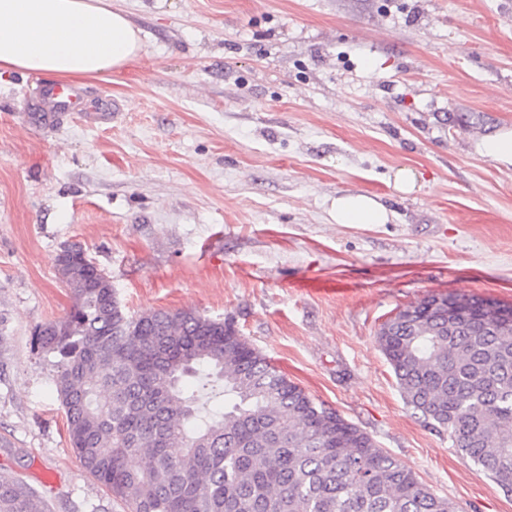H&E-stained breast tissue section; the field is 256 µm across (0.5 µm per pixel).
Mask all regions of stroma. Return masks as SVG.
Segmentation results:
<instances>
[{
	"instance_id": "stroma-1",
	"label": "stroma",
	"mask_w": 512,
	"mask_h": 512,
	"mask_svg": "<svg viewBox=\"0 0 512 512\" xmlns=\"http://www.w3.org/2000/svg\"><path fill=\"white\" fill-rule=\"evenodd\" d=\"M143 50L80 81L108 124L33 122L41 74L0 82V475L52 512H125L70 443L35 326L72 300L77 243L134 316L232 317L290 379L461 512L512 495L404 403L381 324L430 295L512 305V0H122ZM408 166L420 191L388 186ZM345 192L387 224H335ZM475 151L500 166L512 167V128H501L494 135L480 139L475 144Z\"/></svg>"
}]
</instances>
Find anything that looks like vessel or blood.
I'll list each match as a JSON object with an SVG mask.
<instances>
[{"mask_svg":"<svg viewBox=\"0 0 512 512\" xmlns=\"http://www.w3.org/2000/svg\"><path fill=\"white\" fill-rule=\"evenodd\" d=\"M40 96L41 110L36 119L42 124L58 122L75 112L89 126L108 123L112 118L111 104L90 101L83 88L73 84H41Z\"/></svg>","mask_w":512,"mask_h":512,"instance_id":"b4317fda","label":"vessel or blood"}]
</instances>
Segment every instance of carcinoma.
<instances>
[{
	"mask_svg": "<svg viewBox=\"0 0 512 512\" xmlns=\"http://www.w3.org/2000/svg\"><path fill=\"white\" fill-rule=\"evenodd\" d=\"M73 304L36 327L83 468L128 512H459L240 334L193 310L130 316L77 244L54 259ZM455 306L448 319L445 305ZM403 400L512 493V306L431 295L381 324ZM224 397V408H208ZM0 512H50L0 476Z\"/></svg>",
	"mask_w": 512,
	"mask_h": 512,
	"instance_id": "1",
	"label": "carcinoma"
}]
</instances>
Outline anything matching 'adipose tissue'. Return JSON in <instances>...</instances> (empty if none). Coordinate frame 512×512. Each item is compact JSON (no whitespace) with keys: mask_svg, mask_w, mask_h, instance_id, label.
<instances>
[{"mask_svg":"<svg viewBox=\"0 0 512 512\" xmlns=\"http://www.w3.org/2000/svg\"><path fill=\"white\" fill-rule=\"evenodd\" d=\"M139 32L112 0H0V79L40 72L102 77L136 60ZM337 224H385L390 211L371 194L336 196Z\"/></svg>","mask_w":512,"mask_h":512,"instance_id":"obj_1","label":"adipose tissue"}]
</instances>
